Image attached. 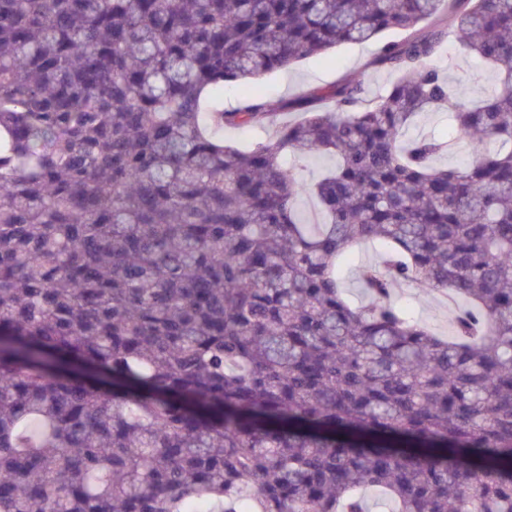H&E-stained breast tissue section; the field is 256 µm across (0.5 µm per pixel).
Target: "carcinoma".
Here are the masks:
<instances>
[{
    "label": "carcinoma",
    "mask_w": 512,
    "mask_h": 512,
    "mask_svg": "<svg viewBox=\"0 0 512 512\" xmlns=\"http://www.w3.org/2000/svg\"><path fill=\"white\" fill-rule=\"evenodd\" d=\"M386 30L250 149L224 84ZM503 70L476 104L448 35ZM444 138L404 139L421 112ZM466 135L468 160L435 165ZM336 155L306 191L288 155ZM385 253L343 296L340 262ZM398 284L464 302L437 336ZM512 512V0H0V512ZM272 127L268 124L264 127H239L224 125V130H219L218 134L224 136L226 144L242 147L253 146L263 142L270 137ZM380 249L372 243H362L347 254V262L340 273L345 297L353 304L367 303L368 296L360 285V271L379 261Z\"/></svg>",
    "instance_id": "obj_1"
}]
</instances>
